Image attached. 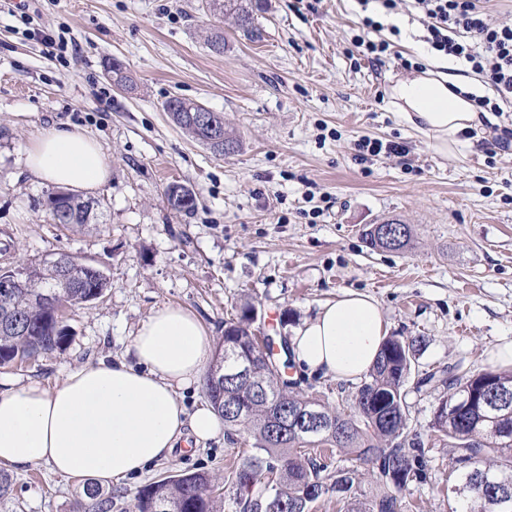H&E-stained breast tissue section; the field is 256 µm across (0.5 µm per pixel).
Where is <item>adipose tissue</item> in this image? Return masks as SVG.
<instances>
[{
    "label": "adipose tissue",
    "instance_id": "adipose-tissue-1",
    "mask_svg": "<svg viewBox=\"0 0 512 512\" xmlns=\"http://www.w3.org/2000/svg\"><path fill=\"white\" fill-rule=\"evenodd\" d=\"M433 59L414 77L392 81L385 94L412 130L448 153L468 146L484 122L473 99L476 80L449 73ZM24 165L35 178L91 190L109 177L98 143L76 127L43 129ZM388 333L369 295L341 293L290 339L296 366L353 382L372 367ZM213 343L195 313L158 309L143 321L119 361L98 360L68 371L54 386L10 382L0 389V465L25 471L45 464L62 475L117 484L173 456L182 439L203 444L224 423L205 402L187 410L177 392L198 384Z\"/></svg>",
    "mask_w": 512,
    "mask_h": 512
}]
</instances>
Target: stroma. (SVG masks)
<instances>
[{"label": "stroma", "mask_w": 512, "mask_h": 512, "mask_svg": "<svg viewBox=\"0 0 512 512\" xmlns=\"http://www.w3.org/2000/svg\"><path fill=\"white\" fill-rule=\"evenodd\" d=\"M355 0H269L262 37L210 15L204 0H0V269L67 253L100 266L104 295L69 310L64 350L0 367L1 381L53 386L78 366L122 356L139 325L165 306L195 313L210 338L244 303L255 329L288 338L341 292L372 295L388 333L420 337L419 370L491 369L490 352L512 341V151L490 155L482 138L438 153L392 112L385 90L418 61L422 28L405 12L385 18L401 34L383 65L355 63ZM224 52L210 51L211 28ZM62 37L49 55L39 31ZM120 66L129 81L110 76ZM179 96L222 113L242 142L218 156L173 124L162 104ZM77 126L110 165L88 191L92 224L52 222L57 187L24 167L44 128ZM363 137L398 142L406 155L356 156ZM177 184L196 206L172 211ZM411 225L400 251L368 247L366 225ZM297 389L349 410L357 386L290 367ZM446 391L409 392L410 434L428 437ZM238 436L191 446L110 485L112 512H131L139 491L176 473L205 471L235 512ZM427 466L403 494L402 512H457L455 454L426 447ZM84 481L40 465L16 473L23 512H77Z\"/></svg>", "instance_id": "1"}]
</instances>
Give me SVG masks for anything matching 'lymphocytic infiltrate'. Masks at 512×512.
<instances>
[{
  "label": "lymphocytic infiltrate",
  "instance_id": "lymphocytic-infiltrate-1",
  "mask_svg": "<svg viewBox=\"0 0 512 512\" xmlns=\"http://www.w3.org/2000/svg\"><path fill=\"white\" fill-rule=\"evenodd\" d=\"M485 0H410L408 10L422 26L432 52L463 60L494 94L481 108L512 109V23L494 18Z\"/></svg>",
  "mask_w": 512,
  "mask_h": 512
}]
</instances>
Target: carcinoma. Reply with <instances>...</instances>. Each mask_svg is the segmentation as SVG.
Returning a JSON list of instances; mask_svg holds the SVG:
<instances>
[{"instance_id": "carcinoma-1", "label": "carcinoma", "mask_w": 512, "mask_h": 512, "mask_svg": "<svg viewBox=\"0 0 512 512\" xmlns=\"http://www.w3.org/2000/svg\"><path fill=\"white\" fill-rule=\"evenodd\" d=\"M267 0H206L213 14L234 19L236 27L250 39L262 36L258 15L265 12ZM185 107L171 113L173 123L192 139L198 133L190 112L197 104L183 100ZM97 202L66 193L49 207L52 220L70 226H84L94 219ZM29 287L17 289L12 300L0 303V366L15 359H26L37 353L64 348L66 330L52 334L42 324L43 313L32 304L36 293L51 291L50 270L46 264H35L19 270ZM85 288L63 291L66 305L78 307L88 302L95 291L109 287V279L84 273ZM250 305L242 309L240 318L224 323V341L217 344L206 383V395L215 410L236 399L251 409L249 417L234 423L224 418L227 435L245 436L250 448L242 452V462L235 475L234 502L239 512H311L318 498L307 497V487L317 486L324 493L345 496L351 492L358 469L330 465L318 460L323 447L335 446L331 440L312 443L288 430L282 435L272 431L271 421H288V414L303 404L318 401L289 390L287 369L289 359L275 350L267 354L268 364L259 366L258 378L264 396H257L253 384L240 382L233 395L226 394L219 358L225 344L248 359L260 356L255 333L251 330ZM421 339L391 336L385 340L353 400L354 415L333 409L327 412L336 420L350 425L351 434L338 449L350 455L348 461L371 462L376 468V488L364 500L348 504L347 512H402V493L421 477L426 466L424 442L407 434L409 406L407 384L417 361ZM448 375V394L439 399L434 414V436L451 443L456 453L454 485L456 495L466 502L468 512H512V501L498 503L500 484L512 483V410L488 413L482 404L461 403L456 392L461 378L451 368L425 373L417 380L421 386L436 375ZM13 476L0 468V512H17L12 497ZM215 482L206 472L170 474L147 485L136 498L134 512H224V503L214 493ZM84 495L91 501L92 512H112V497L102 493L98 485L88 483Z\"/></svg>"}]
</instances>
